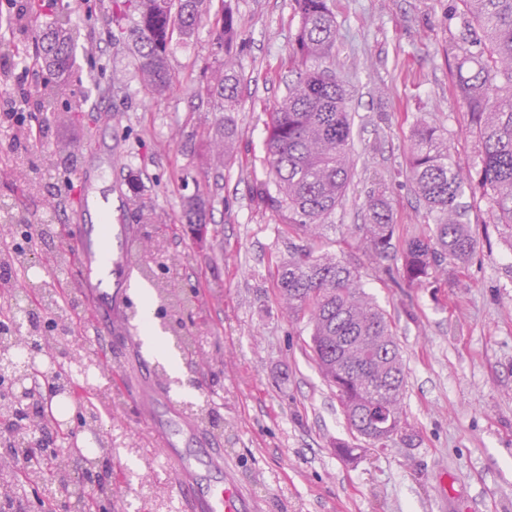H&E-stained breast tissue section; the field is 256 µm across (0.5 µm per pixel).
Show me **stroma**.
I'll return each mask as SVG.
<instances>
[{"instance_id":"35a3bbf8","label":"stroma","mask_w":512,"mask_h":512,"mask_svg":"<svg viewBox=\"0 0 512 512\" xmlns=\"http://www.w3.org/2000/svg\"><path fill=\"white\" fill-rule=\"evenodd\" d=\"M33 25L9 20L0 0V102L33 92L44 73L27 58L56 12L70 11L77 63L64 79L83 107L57 118L23 108L24 123L0 122V204L20 224L90 223L85 204L96 180L112 194V224L138 241L133 260L152 277L121 271L123 315L139 324L134 287L165 284L182 297L154 299L157 328L169 335L180 375L145 347L112 342V512H187L176 474L139 425L130 394L144 366L161 373L167 397L224 453L220 466L251 512H512V229L496 222L488 195L466 188L465 220L477 239L467 263L427 288L394 283L353 234L370 192L386 186L394 242L427 233L432 222L409 178L407 151L417 120L436 126L461 168L479 164L481 144L453 89L459 51L456 0H331L339 36L334 65L353 118V175L334 228L312 245L355 267L366 292L387 311L406 367L403 410L412 444L372 445L352 432L334 388L309 356L310 331L293 322L276 288L288 237L252 200L265 179V124L287 92L284 62L298 28L293 0H211L193 42L168 58L177 83L165 96L143 92L127 42L114 39L112 0H41ZM232 7L243 61L240 132L234 160H213L224 137L210 76L221 67L211 32ZM37 130L26 151L10 150L21 127ZM210 203L205 237L183 219L184 198ZM63 266L39 265L43 281L78 299L70 351L95 352L96 316L73 247L56 241ZM352 452L338 454L340 444Z\"/></svg>"}]
</instances>
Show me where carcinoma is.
<instances>
[{
	"label": "carcinoma",
	"mask_w": 512,
	"mask_h": 512,
	"mask_svg": "<svg viewBox=\"0 0 512 512\" xmlns=\"http://www.w3.org/2000/svg\"><path fill=\"white\" fill-rule=\"evenodd\" d=\"M210 0H122L115 4V20L127 12L136 20L120 37L132 42L142 89L165 95L176 76L168 65L174 44L194 40L208 15ZM330 0H295L299 17L294 44L288 55V94L273 112L266 130L267 178L255 185V194L283 231L300 243H290L288 261L277 271L280 299L296 322L310 328L312 360L321 377L336 388L350 429L374 443L404 434L402 400L405 366L390 319L364 291L356 271L331 255L312 256L306 242L320 239L334 228L328 217L342 204L354 167L351 154L352 115L343 83L330 66L338 37ZM459 40L465 56L456 66L455 95L469 117L470 129L482 142L476 174L456 167L448 145L437 128L425 120L417 123L408 148L409 174L419 199L434 224L427 236L393 243V209L385 190L365 202V223L355 225L369 256L383 261L400 252L401 266L388 271L395 282L423 288L448 262L466 263L477 241L462 222L458 198L473 182L490 196L497 223L512 229V0H459ZM70 14L59 15L44 33L33 64L57 78L76 63ZM239 30L238 17L224 9L223 25L213 39L216 52L224 53V66L212 75L218 94L217 108L224 112V141L214 144L219 162L230 163L238 128L232 118L239 104L242 63L233 51ZM66 84L45 81L33 93L39 111L51 109L65 94ZM207 200L196 196L185 201V223L204 228ZM41 308L57 310L55 324L46 330L36 313L29 325L18 328L12 311L0 313V356L20 357L30 348L58 355L66 352L70 333L67 310L58 304L61 294L39 289ZM74 364L99 371L105 384L98 387L97 402L87 401L85 423L98 437L95 465L85 470L100 494L111 491L115 473L112 436L103 431L98 406L112 400L109 372L99 361ZM57 433L45 402L37 391L23 400L0 396V461L13 454L26 456L22 471L0 470V512H19L4 505L25 485L38 484L43 502L52 504L59 488L74 481L70 470L73 452L63 439L49 458L29 454L41 448L48 433Z\"/></svg>",
	"instance_id": "obj_1"
}]
</instances>
